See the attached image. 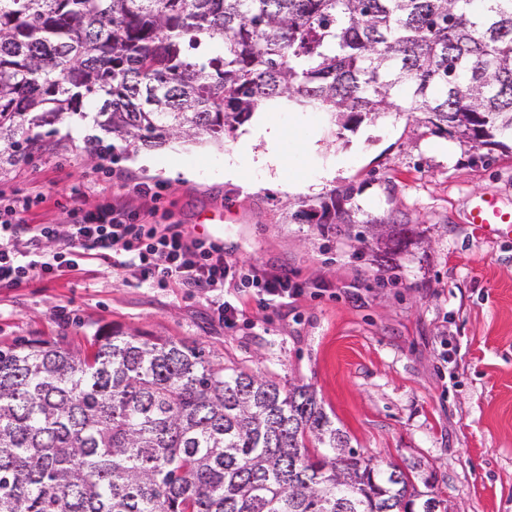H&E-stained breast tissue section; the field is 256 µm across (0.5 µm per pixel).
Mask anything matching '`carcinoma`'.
<instances>
[{"instance_id":"cac0c4a2","label":"carcinoma","mask_w":512,"mask_h":512,"mask_svg":"<svg viewBox=\"0 0 512 512\" xmlns=\"http://www.w3.org/2000/svg\"><path fill=\"white\" fill-rule=\"evenodd\" d=\"M284 96L345 130L416 112L506 150L512 0H0V159L64 114L155 149L220 141ZM354 192L319 202L320 230L392 262L410 228L354 231ZM91 347L0 346V512H441L420 463L372 464L306 384L196 341L114 330Z\"/></svg>"}]
</instances>
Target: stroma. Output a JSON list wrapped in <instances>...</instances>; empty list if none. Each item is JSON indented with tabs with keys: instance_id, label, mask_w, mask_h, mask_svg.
<instances>
[{
	"instance_id": "1",
	"label": "stroma",
	"mask_w": 512,
	"mask_h": 512,
	"mask_svg": "<svg viewBox=\"0 0 512 512\" xmlns=\"http://www.w3.org/2000/svg\"><path fill=\"white\" fill-rule=\"evenodd\" d=\"M263 110L282 134L276 183L240 150L249 121L220 143L137 149L66 114L32 157L0 165V195L42 192L32 224L62 225L69 209L106 201L140 224L135 185L145 183L161 195L156 223L194 232L223 213L225 259L288 273L301 297L263 301L230 280L219 296L152 288L90 261L0 288V344L62 336L87 352L115 329L194 340L225 364L314 387L355 449L382 466L421 462L451 512H512V238H479L466 221L489 195L512 209V153L481 158L403 113L342 132L330 113L285 98ZM97 135L113 143L111 157L90 158ZM232 162L234 183L224 179ZM348 184L357 221L411 226L392 268L378 265L376 246L321 233L313 216L294 219L301 204ZM220 298L245 309L234 328L218 315Z\"/></svg>"
}]
</instances>
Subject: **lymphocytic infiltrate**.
<instances>
[{"instance_id": "obj_1", "label": "lymphocytic infiltrate", "mask_w": 512, "mask_h": 512, "mask_svg": "<svg viewBox=\"0 0 512 512\" xmlns=\"http://www.w3.org/2000/svg\"><path fill=\"white\" fill-rule=\"evenodd\" d=\"M31 196L0 199V287L17 288L34 277L81 270L97 260L122 270L137 283L221 290L233 269L224 245L195 236L179 224H131L122 208L109 203L93 210L70 209L65 228L29 224ZM241 282L260 295L280 301L297 299L301 288L288 276L252 265Z\"/></svg>"}]
</instances>
